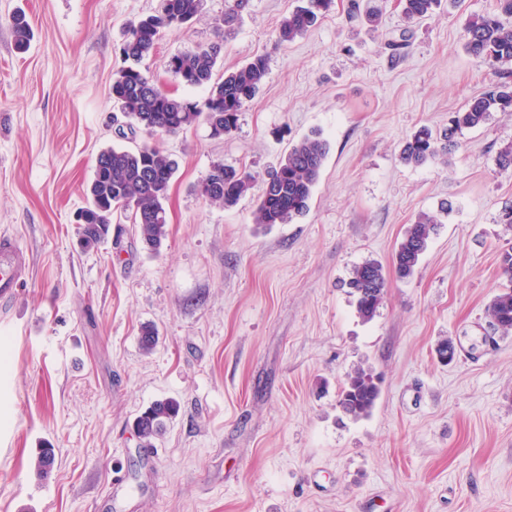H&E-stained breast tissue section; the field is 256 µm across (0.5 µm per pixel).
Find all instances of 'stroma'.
<instances>
[{
  "label": "stroma",
  "instance_id": "obj_1",
  "mask_svg": "<svg viewBox=\"0 0 512 512\" xmlns=\"http://www.w3.org/2000/svg\"><path fill=\"white\" fill-rule=\"evenodd\" d=\"M161 0H0V233L20 238L30 273L0 303V512H512V333L487 307L500 292V223L512 173V112L466 131L447 164L399 154L420 127L493 86L463 48L468 15L493 0H443L419 23L398 0H351L304 36L276 44L294 0H248L224 30L216 70L255 55L269 76L231 135L206 124L119 141L110 94L126 27ZM33 30L17 52L10 19ZM225 0H202L187 26L164 31L147 64L159 86L204 99L168 59L215 39ZM409 34L408 48L390 45ZM329 153L309 212L252 221L253 184L236 205L198 185L221 161L264 175L311 131ZM159 144L177 160L160 254L127 218L92 249L75 212L98 153ZM441 216L413 277L394 251L420 213ZM387 294L362 320L343 280L366 261ZM158 330L144 352L143 325ZM446 341L456 358L442 363ZM379 376L371 414L338 405L346 375ZM171 398L177 417L146 452L134 423ZM54 451L37 472L40 449ZM126 491L112 499L115 478Z\"/></svg>",
  "mask_w": 512,
  "mask_h": 512
}]
</instances>
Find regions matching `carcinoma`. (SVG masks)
<instances>
[{
  "instance_id": "carcinoma-1",
  "label": "carcinoma",
  "mask_w": 512,
  "mask_h": 512,
  "mask_svg": "<svg viewBox=\"0 0 512 512\" xmlns=\"http://www.w3.org/2000/svg\"><path fill=\"white\" fill-rule=\"evenodd\" d=\"M201 0H163L160 12L147 15L128 25L120 53L129 65L113 74L111 95L120 104L126 128L117 136L127 139L143 131L155 135H174L199 122L214 128L213 135L224 137L238 126L239 116L261 88L268 75V60L252 57L242 66L215 77V66L222 50L219 41L172 56L168 70L189 87L208 88L203 100H192L161 91L154 83L147 60L155 51L162 30L190 22L198 13ZM333 0H305L288 12L280 22L276 43L292 42L315 25L329 11ZM404 17L422 20L439 0H400ZM14 42L26 51L31 29L19 15L11 23ZM467 53L482 60L499 78L492 90L475 96L448 118V129L435 136L427 127L418 129L406 141L400 161L420 166L439 160L448 163V154L458 146L463 131L487 123L494 112H512V0H495L494 7L472 15L464 27ZM329 143L315 132L297 141L277 167L262 178V192L253 210V223L264 228L290 224L305 215L327 154ZM177 163L157 145L136 149L111 147L96 159L93 177L86 189L85 214L80 243L90 249L103 242L109 233L112 215L121 212L130 218L144 248L159 253L167 236L169 198ZM256 175L217 162L200 182L199 193L205 199L232 206L251 189ZM438 219L422 213L407 227L393 256V266L401 278L411 276L428 247ZM500 267L509 286L496 294L488 306L493 322L507 334L512 331V246L501 251ZM355 298L356 311L364 320L372 319L382 304L387 288L383 268L367 261L356 266L346 282ZM380 394L375 376L364 369L349 374L341 387L338 404L342 411L360 418L370 414ZM179 404L173 399L154 402L137 418L135 427L142 445L162 435L167 424L177 416Z\"/></svg>"
}]
</instances>
